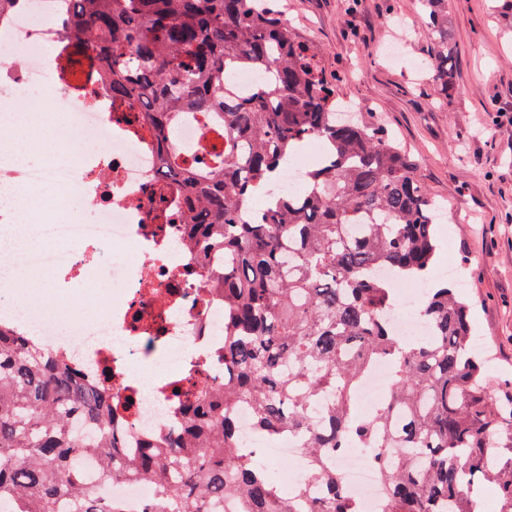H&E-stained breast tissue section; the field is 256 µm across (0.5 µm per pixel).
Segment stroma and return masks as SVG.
I'll return each instance as SVG.
<instances>
[{"instance_id": "obj_1", "label": "stroma", "mask_w": 512, "mask_h": 512, "mask_svg": "<svg viewBox=\"0 0 512 512\" xmlns=\"http://www.w3.org/2000/svg\"><path fill=\"white\" fill-rule=\"evenodd\" d=\"M285 14L316 49L344 99L386 126L420 165L430 192L455 215L442 225L438 266L454 262L466 283L472 333L491 349L494 393L512 392V28L491 0H448L455 85L437 99L431 73H416L431 45L414 0H285ZM410 22L405 57L385 59L394 26Z\"/></svg>"}]
</instances>
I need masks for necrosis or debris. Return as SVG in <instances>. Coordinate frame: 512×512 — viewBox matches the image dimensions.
I'll use <instances>...</instances> for the list:
<instances>
[{
    "label": "necrosis or debris",
    "mask_w": 512,
    "mask_h": 512,
    "mask_svg": "<svg viewBox=\"0 0 512 512\" xmlns=\"http://www.w3.org/2000/svg\"><path fill=\"white\" fill-rule=\"evenodd\" d=\"M72 0H12L0 17V45L13 58L0 60V101L14 98L18 87L49 86L52 106L67 113L68 126L44 133L38 113L0 111V286L16 269L37 268L54 278L55 300L81 297L79 312H48L35 303L0 305V322L12 325L48 351L68 352L89 383H102L118 406L112 431L125 448L146 447L151 436L180 435L189 409L177 382L201 373L224 380L217 352L224 342L223 306L211 283L191 262L183 227L166 223L180 206L179 186L166 179L148 126L134 105L114 103L96 70L71 77L67 59L75 50L67 27ZM43 24H35V17ZM26 120L35 139L51 136L66 145L74 133L97 140L101 148L75 162L33 164L9 131ZM213 134L200 118L188 116L177 126V142L188 160L203 161ZM34 187L55 190L51 213L39 214L25 203ZM96 209L100 221L83 223L80 211ZM116 248L112 279L117 287L102 304L91 268L99 240ZM424 286L401 292L388 322L396 335L421 333L418 307ZM242 444H261L266 458L301 459L294 438L284 435L259 443L245 406L235 409ZM336 474L363 512H381L384 504L376 477L379 463L356 448L339 449Z\"/></svg>",
    "instance_id": "1"
}]
</instances>
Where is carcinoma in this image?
<instances>
[{"instance_id": "obj_1", "label": "carcinoma", "mask_w": 512, "mask_h": 512, "mask_svg": "<svg viewBox=\"0 0 512 512\" xmlns=\"http://www.w3.org/2000/svg\"><path fill=\"white\" fill-rule=\"evenodd\" d=\"M69 39L109 79L112 99L145 110L180 223L200 273L224 302V385L188 379L184 437L134 456L112 436V398L72 375L59 355L0 325V512H116L105 488L150 482L142 512H360L333 470L338 448L395 461L378 472L384 512H481L484 487L512 512V393L489 394L487 354L471 336L459 285L435 287L445 218L418 164L382 127L338 112L313 48L266 0H73ZM447 0H418L430 64L448 96L456 76ZM239 69L271 78L238 95ZM188 113L212 118L209 164L181 157L172 133ZM320 162L297 192L276 191L282 163L307 143ZM260 196V216L249 206ZM224 250V268L208 257ZM431 283L419 309L428 331L392 333V279ZM381 359L392 382L371 416L358 383ZM255 433H286L307 477L291 492L238 442L233 408ZM98 465L85 480L82 460Z\"/></svg>"}]
</instances>
